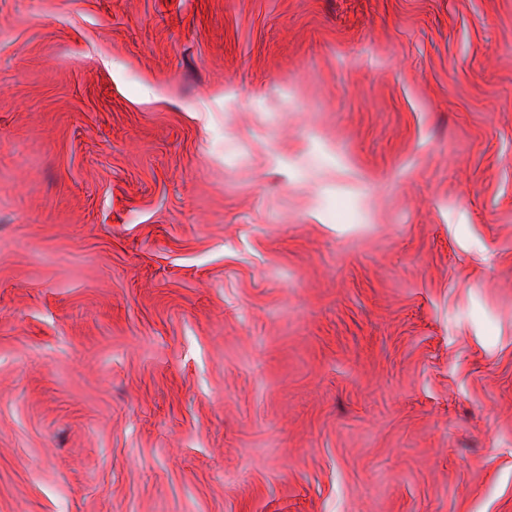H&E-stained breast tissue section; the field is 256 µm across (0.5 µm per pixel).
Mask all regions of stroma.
<instances>
[{"mask_svg":"<svg viewBox=\"0 0 512 512\" xmlns=\"http://www.w3.org/2000/svg\"><path fill=\"white\" fill-rule=\"evenodd\" d=\"M0 512H512V0H0Z\"/></svg>","mask_w":512,"mask_h":512,"instance_id":"obj_1","label":"stroma"}]
</instances>
